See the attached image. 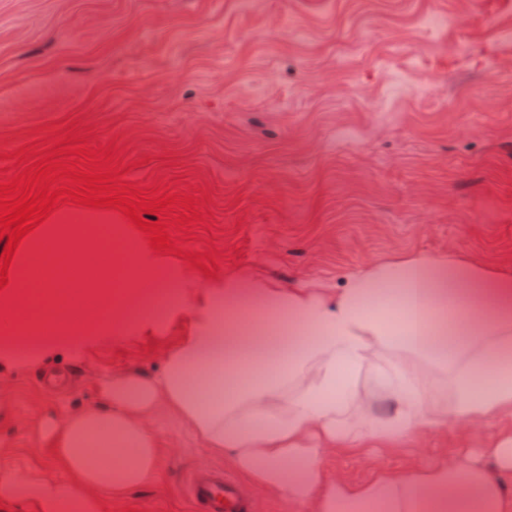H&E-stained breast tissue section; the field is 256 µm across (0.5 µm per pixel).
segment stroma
I'll return each instance as SVG.
<instances>
[{"instance_id": "35a3bbf8", "label": "stroma", "mask_w": 512, "mask_h": 512, "mask_svg": "<svg viewBox=\"0 0 512 512\" xmlns=\"http://www.w3.org/2000/svg\"><path fill=\"white\" fill-rule=\"evenodd\" d=\"M512 0H0V183L20 147L68 135L110 152L142 192L196 198L173 232L205 285L261 268L280 283L336 280L390 254L454 249L512 270ZM189 329L112 337L60 365L44 393L32 368L0 379V467L103 380L159 370ZM150 485L103 512H189L185 475L227 465L171 416ZM512 417L465 437L329 451L327 478L358 482L481 447Z\"/></svg>"}]
</instances>
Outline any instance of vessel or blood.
<instances>
[{
    "mask_svg": "<svg viewBox=\"0 0 512 512\" xmlns=\"http://www.w3.org/2000/svg\"><path fill=\"white\" fill-rule=\"evenodd\" d=\"M185 492L195 512H256L255 504L220 467L190 473Z\"/></svg>",
    "mask_w": 512,
    "mask_h": 512,
    "instance_id": "b4317fda",
    "label": "vessel or blood"
}]
</instances>
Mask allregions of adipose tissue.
I'll return each instance as SVG.
<instances>
[{"instance_id": "adipose-tissue-1", "label": "adipose tissue", "mask_w": 512, "mask_h": 512, "mask_svg": "<svg viewBox=\"0 0 512 512\" xmlns=\"http://www.w3.org/2000/svg\"><path fill=\"white\" fill-rule=\"evenodd\" d=\"M111 221L106 208L78 222L56 211L23 239L0 288V376L118 332L158 331L145 303L154 281L177 282L167 315L193 326L157 373L113 377L102 404L45 422L65 478L30 451L0 470L1 507L101 512L104 498L155 480L162 442L149 421L161 407L303 512H512V432L478 455L358 483L326 481L320 468L331 448H389L512 416L511 271L448 250L375 259L334 283L283 285L250 270L201 286L139 237L105 235ZM118 267L124 307L96 321Z\"/></svg>"}]
</instances>
